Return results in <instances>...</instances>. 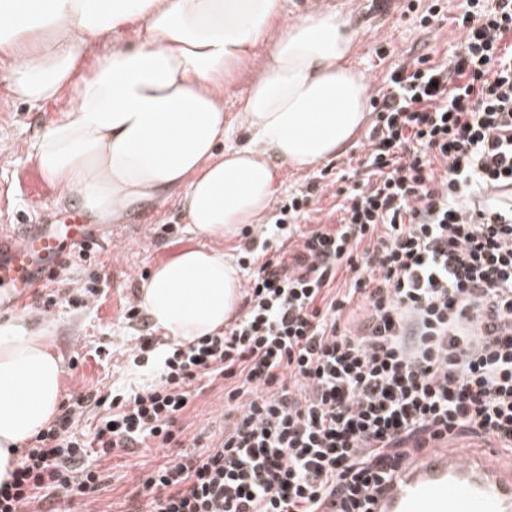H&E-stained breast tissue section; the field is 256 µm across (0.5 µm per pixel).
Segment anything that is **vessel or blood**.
Listing matches in <instances>:
<instances>
[{"mask_svg":"<svg viewBox=\"0 0 512 512\" xmlns=\"http://www.w3.org/2000/svg\"><path fill=\"white\" fill-rule=\"evenodd\" d=\"M90 239L88 224L71 214L18 235L0 233V309L29 302L64 251ZM372 512H512V469L501 468L492 450L474 456L429 449L402 463Z\"/></svg>","mask_w":512,"mask_h":512,"instance_id":"b4317fda","label":"vessel or blood"}]
</instances>
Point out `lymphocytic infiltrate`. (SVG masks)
I'll return each mask as SVG.
<instances>
[{
	"mask_svg": "<svg viewBox=\"0 0 512 512\" xmlns=\"http://www.w3.org/2000/svg\"><path fill=\"white\" fill-rule=\"evenodd\" d=\"M463 8L448 62L397 66L371 97L335 223L300 225L326 172L277 203L224 330L165 341L128 306L154 382L63 401L0 512H59L130 448L175 454L136 477L127 512H371L431 445L471 433L512 457V202L496 193L512 188V0ZM205 384L231 427L196 452L182 419Z\"/></svg>",
	"mask_w": 512,
	"mask_h": 512,
	"instance_id": "f902f5d3",
	"label": "lymphocytic infiltrate"
}]
</instances>
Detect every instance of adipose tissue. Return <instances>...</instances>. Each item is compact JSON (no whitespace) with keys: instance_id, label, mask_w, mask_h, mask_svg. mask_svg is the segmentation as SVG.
I'll list each match as a JSON object with an SVG mask.
<instances>
[{"instance_id":"obj_1","label":"adipose tissue","mask_w":512,"mask_h":512,"mask_svg":"<svg viewBox=\"0 0 512 512\" xmlns=\"http://www.w3.org/2000/svg\"><path fill=\"white\" fill-rule=\"evenodd\" d=\"M283 0H0V82L16 100L75 105L50 121L32 161L96 224L176 199L196 246L159 264L140 303L175 340L223 327L239 301L232 257L217 249L256 223L278 169L335 157L366 121L370 82L349 63L356 32L315 6L281 23ZM111 48L88 64L102 39ZM269 43L265 56L255 49ZM256 78L224 143V86ZM63 369L46 327L0 321V478L54 418Z\"/></svg>"}]
</instances>
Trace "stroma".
Masks as SVG:
<instances>
[{
	"label": "stroma",
	"mask_w": 512,
	"mask_h": 512,
	"mask_svg": "<svg viewBox=\"0 0 512 512\" xmlns=\"http://www.w3.org/2000/svg\"><path fill=\"white\" fill-rule=\"evenodd\" d=\"M336 10L339 17L350 20L357 31V44L352 65L363 72L372 90H379L389 72L400 64L413 62L420 56L434 61L445 60L461 40L462 32L454 22L462 0H441L444 15L421 27L416 12L401 13L382 0H321ZM75 99L71 91H63L56 102L31 105L12 99L0 87V142L7 149L0 152V184L7 190V202L18 224H47L57 212L74 209L75 204L60 198L34 165L33 146L45 126L60 112L71 109ZM172 232H165V225ZM92 230L99 246L91 256L90 266L68 271L73 280H86L96 273L105 289L101 298L77 310L60 303L43 309L31 302L22 311L33 324L52 317L51 344L64 370L62 396L75 395L94 388L110 389L111 385L152 383L153 377L133 365L128 349L133 343L132 331L124 316L128 304L137 302L138 293L151 270L177 254L196 239L185 223L175 201L142 208L130 213L120 224H96ZM82 360L77 368H69L73 353ZM224 398L220 389L204 388L187 413V435L194 438L196 448H204L224 433ZM161 448H133L120 452L104 463L108 478L86 501H75V512H125L126 493L134 477L147 473L164 462Z\"/></svg>",
	"instance_id": "stroma-1"
}]
</instances>
